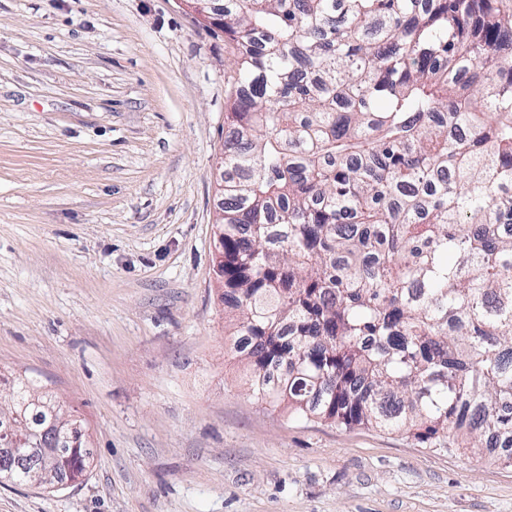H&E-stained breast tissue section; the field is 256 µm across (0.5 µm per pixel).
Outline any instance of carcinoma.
I'll return each instance as SVG.
<instances>
[{"mask_svg":"<svg viewBox=\"0 0 512 512\" xmlns=\"http://www.w3.org/2000/svg\"><path fill=\"white\" fill-rule=\"evenodd\" d=\"M215 248L253 397L512 466V8L224 0ZM13 434L54 398L12 377ZM45 444L91 465L76 419Z\"/></svg>","mask_w":512,"mask_h":512,"instance_id":"obj_1","label":"carcinoma"}]
</instances>
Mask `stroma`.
Returning <instances> with one entry per match:
<instances>
[{"label":"stroma","mask_w":512,"mask_h":512,"mask_svg":"<svg viewBox=\"0 0 512 512\" xmlns=\"http://www.w3.org/2000/svg\"><path fill=\"white\" fill-rule=\"evenodd\" d=\"M224 34L179 0H0V372L93 463L0 512H512V467L272 411L214 258Z\"/></svg>","instance_id":"obj_1"}]
</instances>
